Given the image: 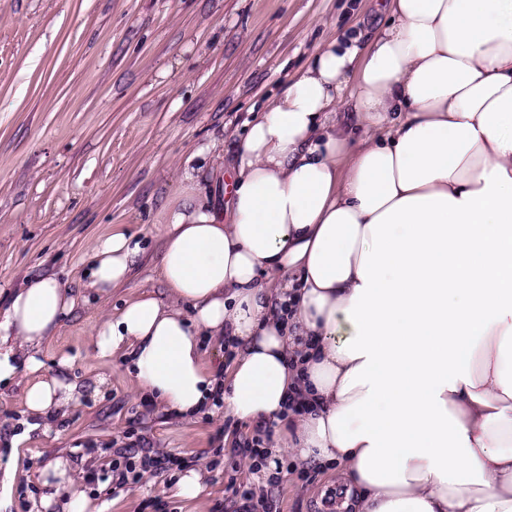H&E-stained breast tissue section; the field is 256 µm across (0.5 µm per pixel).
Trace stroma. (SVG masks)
Returning <instances> with one entry per match:
<instances>
[{"label":"stroma","mask_w":512,"mask_h":512,"mask_svg":"<svg viewBox=\"0 0 512 512\" xmlns=\"http://www.w3.org/2000/svg\"><path fill=\"white\" fill-rule=\"evenodd\" d=\"M385 18L377 0H0V303L28 276H55L75 292L41 360L44 373L82 393L49 430L31 431L25 379L0 389V455H13L0 512H60L63 489L41 477L58 457L107 512H142L157 495L177 512L219 503L232 512L224 472L247 470V460L225 455L213 469L202 456L227 413L174 419L142 407L121 354L93 356L90 338L128 301L164 295L160 253L172 211L187 188L205 195L223 184V160L246 121L328 32ZM117 228L141 252L128 283L103 300L85 292L84 272ZM132 429L172 456H199L210 478L198 498L160 477L112 495L85 483L80 454L122 443ZM288 464L272 490L275 512H323L335 468L293 456Z\"/></svg>","instance_id":"35a3bbf8"}]
</instances>
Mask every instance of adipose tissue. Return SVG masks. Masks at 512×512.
<instances>
[{
  "instance_id": "ef3b65f1",
  "label": "adipose tissue",
  "mask_w": 512,
  "mask_h": 512,
  "mask_svg": "<svg viewBox=\"0 0 512 512\" xmlns=\"http://www.w3.org/2000/svg\"><path fill=\"white\" fill-rule=\"evenodd\" d=\"M367 42L327 34L249 125L231 204L188 192L160 256L168 300L96 327L144 401L290 423L281 447L338 465L341 512H512V0H390ZM112 232L87 288L124 284ZM73 291L30 276L0 309V383L28 413L80 392L41 375ZM231 339L230 369L204 340Z\"/></svg>"
}]
</instances>
